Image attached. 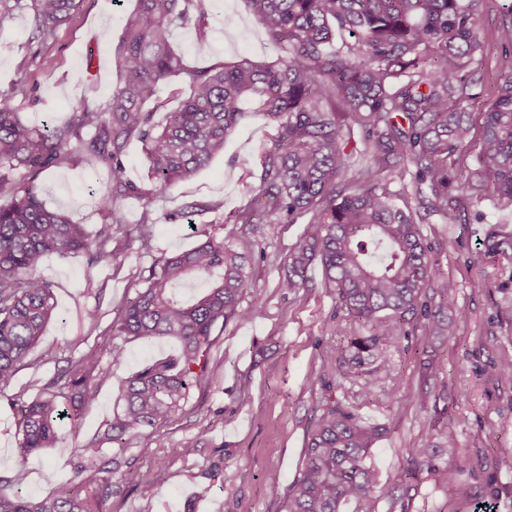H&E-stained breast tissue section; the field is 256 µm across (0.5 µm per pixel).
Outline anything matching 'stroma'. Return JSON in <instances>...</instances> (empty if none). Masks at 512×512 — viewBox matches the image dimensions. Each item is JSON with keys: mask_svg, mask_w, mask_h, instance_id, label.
<instances>
[{"mask_svg": "<svg viewBox=\"0 0 512 512\" xmlns=\"http://www.w3.org/2000/svg\"><path fill=\"white\" fill-rule=\"evenodd\" d=\"M135 5L136 0H83L45 42L33 35L31 9L0 15V89L25 74L28 95L17 103L25 123L53 128L70 120L77 101L92 109L105 104L118 84L112 48ZM511 19L512 0H482L477 36L483 58L470 70L473 90L485 105L494 96L491 71L503 57L497 29ZM207 22L203 42L194 25L173 32V43L189 64L243 57L272 62L286 55L268 41L246 0H210ZM45 59L51 70L43 69ZM272 133L264 116L245 111L223 151L159 197L149 195L142 145L131 141L122 161L141 192L117 204L129 227L150 217L153 250L141 252L133 240L98 263L83 252L46 256L39 273L53 286L57 316L9 394L34 395L66 358L111 335L121 306L142 288L155 259L189 249L200 234L215 232L253 253L243 302L259 303L262 311L216 330L210 352L214 372L193 388L182 411L145 429L127 448L104 444L101 460L112 468V512H284L307 434L335 402L384 429L371 461L381 479L393 477L397 483L393 498L379 501L376 512H475L482 501L494 512H512V376L491 372L512 360V205L467 200L451 216L433 215L422 224L436 282L455 284L448 333L437 336L420 326L391 343L395 373L369 394L361 380L331 374L334 347L354 326L338 308L320 265L309 267L306 287L287 292L278 286L304 222L272 219L254 228L224 221L250 202L244 170L269 146ZM34 182L48 208L96 234L103 222L98 201L112 188L105 163L77 148ZM492 235L504 242V250L488 251ZM90 312L96 315L92 325L85 320ZM121 342L126 357L118 364L103 357L112 381L84 411L77 430L26 460H19L15 448L9 394H0L1 493L20 487L37 496L69 486L80 446L111 423L125 378L176 348L170 340L147 343L125 336ZM422 351L437 364L434 376L425 375L419 364ZM445 433L454 437L455 449L438 447ZM190 442L196 451L188 455L184 448ZM417 447L428 454L416 479L409 480L404 476L411 466L408 451ZM150 469L157 482L153 497L145 499L136 480Z\"/></svg>", "mask_w": 512, "mask_h": 512, "instance_id": "obj_1", "label": "stroma"}]
</instances>
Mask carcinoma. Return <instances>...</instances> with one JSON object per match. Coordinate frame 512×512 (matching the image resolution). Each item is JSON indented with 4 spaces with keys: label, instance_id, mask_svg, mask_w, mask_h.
I'll return each instance as SVG.
<instances>
[{
    "label": "carcinoma",
    "instance_id": "cac0c4a2",
    "mask_svg": "<svg viewBox=\"0 0 512 512\" xmlns=\"http://www.w3.org/2000/svg\"><path fill=\"white\" fill-rule=\"evenodd\" d=\"M81 2L33 0L37 37L45 42L54 36ZM247 2L269 41L288 49L287 57L272 64L242 58L191 66L171 35L193 20L198 40L205 41L208 0H137L111 58L119 85L100 109L81 108L68 124L47 132L20 118L16 102L28 94L24 77L0 90V189L14 171L39 173L60 165L76 138L107 164L118 192H136L122 161L136 138L146 154L150 194H164L224 149L244 104L252 103L275 134L256 162L259 186L251 204L234 213V223H251L254 204L278 221L307 218L279 287H304L309 266L320 263L339 305L365 331L348 337L333 370L364 378L371 392L395 373L386 353L390 343L409 335L419 318L435 330L447 317L446 303H434V268L421 217L396 206L389 184L411 177L429 215L457 209L455 188L471 190L479 201L512 203V72L497 85L476 133L467 105L480 94L467 88L468 66L481 52L480 0ZM498 40L512 64V21L499 28ZM174 78L185 86L174 95L184 98L159 129L145 103ZM347 120L364 133L367 162L360 166L345 153ZM84 128L93 130L87 140L81 139ZM472 148L480 160L473 171L464 165ZM100 208L105 222L91 238L82 225L48 209L30 187L0 204V392L28 365L56 316L53 286L38 275L44 257L84 251L99 262L125 247L129 232L114 196L103 195ZM248 261L226 239L208 233L195 247L160 258L146 287L123 305L113 335L173 338L179 349L147 361L125 381L104 434L108 443L125 448L143 428L182 410L193 385L211 373L217 323L260 314L259 304L242 305L250 288ZM191 276L204 287L188 301L180 290ZM105 356L122 362L123 345L110 338L67 359L35 395L11 398L20 460L53 447L64 421L76 425L97 401L112 379L101 367ZM380 435L342 405L328 406L305 440L286 512H340L349 502L359 507L392 498L394 481L379 482L367 464ZM99 452L95 440L81 448L77 490L33 498L19 488L0 494V512H112V471L99 465ZM155 484V473L147 471L136 486L150 498Z\"/></svg>",
    "mask_w": 512,
    "mask_h": 512
}]
</instances>
